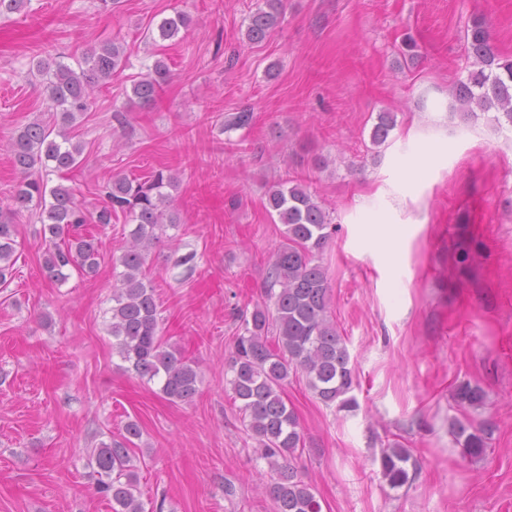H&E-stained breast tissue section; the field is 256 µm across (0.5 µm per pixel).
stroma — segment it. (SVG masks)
I'll use <instances>...</instances> for the list:
<instances>
[{"mask_svg":"<svg viewBox=\"0 0 512 512\" xmlns=\"http://www.w3.org/2000/svg\"><path fill=\"white\" fill-rule=\"evenodd\" d=\"M263 2L121 0L109 11L30 0L0 18V202L20 180L10 140L52 115L33 63L72 66L99 42L124 45L128 74L82 118L85 160L68 183L92 208L113 175L176 176L179 226L148 265L164 334L201 375L194 400L174 403L112 351L124 220L97 233L98 274L58 286L41 271L40 224L21 219L17 272L0 288V512H112L88 450L130 420L142 430L132 454L143 499L164 498V512H274L268 466L225 374L238 313L266 300L283 231L266 192L286 179L315 193L336 226L319 261L359 403L336 411L295 375L285 389L306 439L298 465L323 512H512V127L449 108L472 68L474 19L512 59V0H283L281 23L251 44L248 17ZM177 10L193 19L187 34L146 42L148 22ZM158 58L171 71L160 98L126 106L130 76ZM384 111L397 123L377 147L370 133ZM239 112L252 124L232 126ZM188 253L191 267L178 265ZM466 382L483 389V406H456ZM457 418L488 430L482 456L455 444ZM394 442L415 461L397 490L379 467Z\"/></svg>","mask_w":512,"mask_h":512,"instance_id":"1","label":"stroma"}]
</instances>
